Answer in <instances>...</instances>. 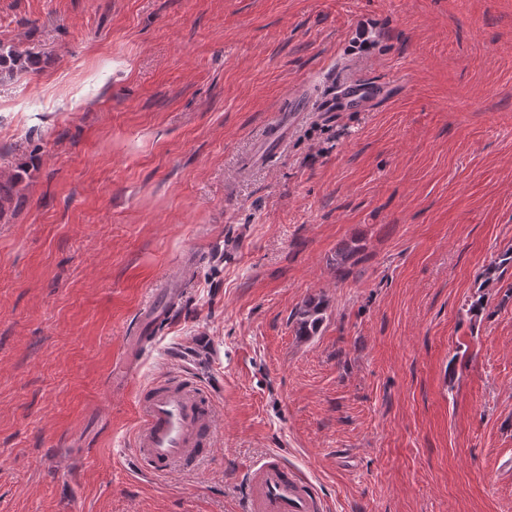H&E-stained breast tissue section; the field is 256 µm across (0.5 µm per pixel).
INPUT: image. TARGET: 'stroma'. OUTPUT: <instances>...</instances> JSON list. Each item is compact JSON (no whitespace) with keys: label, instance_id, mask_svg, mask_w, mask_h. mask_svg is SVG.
I'll use <instances>...</instances> for the list:
<instances>
[{"label":"stroma","instance_id":"1","mask_svg":"<svg viewBox=\"0 0 512 512\" xmlns=\"http://www.w3.org/2000/svg\"><path fill=\"white\" fill-rule=\"evenodd\" d=\"M0 43L42 56L0 84V512H244L269 451L328 512H512V0H0ZM347 75L382 99L316 111ZM182 364L217 441L148 478ZM361 245L357 240L345 243L331 257V264L336 270V276L343 278L350 269L360 261ZM163 305L149 303L139 316L138 328L140 335H147L151 330L152 323L157 319H164L170 316L182 301V292L179 288H168ZM323 301L312 297L304 301L294 314L296 318V334L298 336H314L323 321Z\"/></svg>","mask_w":512,"mask_h":512}]
</instances>
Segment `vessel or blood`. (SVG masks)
Segmentation results:
<instances>
[{"label": "vessel or blood", "instance_id": "obj_1", "mask_svg": "<svg viewBox=\"0 0 512 512\" xmlns=\"http://www.w3.org/2000/svg\"><path fill=\"white\" fill-rule=\"evenodd\" d=\"M378 86L367 79L343 77L325 104L329 112H361L372 107ZM182 301L180 289H169L164 304H148L138 320L139 335L131 343L127 364L141 354L143 337L155 320L173 313ZM215 410L210 394L189 372L169 371L140 394L133 436L134 455L146 474L161 477L189 467L213 447L216 436L210 424ZM326 506L309 477L272 452L249 465L246 475L245 512H325Z\"/></svg>", "mask_w": 512, "mask_h": 512}]
</instances>
